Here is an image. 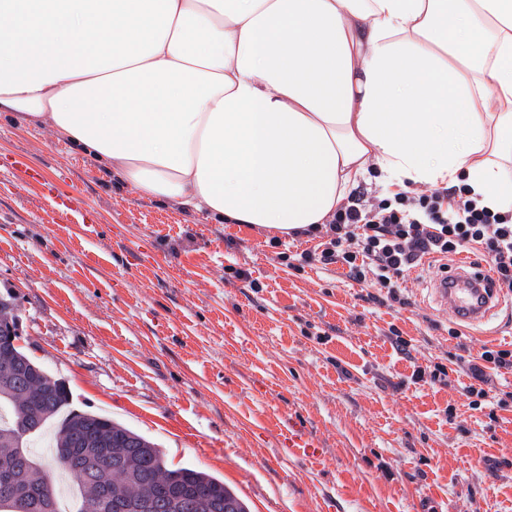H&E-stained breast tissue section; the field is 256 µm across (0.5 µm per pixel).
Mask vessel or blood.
Returning <instances> with one entry per match:
<instances>
[{
	"label": "vessel or blood",
	"instance_id": "b4317fda",
	"mask_svg": "<svg viewBox=\"0 0 512 512\" xmlns=\"http://www.w3.org/2000/svg\"><path fill=\"white\" fill-rule=\"evenodd\" d=\"M436 298L449 315L471 326L482 324L501 303V296L476 267L453 268L441 272L434 281ZM279 447L299 461L314 459L320 453L318 443L292 420L277 429Z\"/></svg>",
	"mask_w": 512,
	"mask_h": 512
}]
</instances>
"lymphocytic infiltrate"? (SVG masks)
Returning <instances> with one entry per match:
<instances>
[{"instance_id": "f902f5d3", "label": "lymphocytic infiltrate", "mask_w": 512, "mask_h": 512, "mask_svg": "<svg viewBox=\"0 0 512 512\" xmlns=\"http://www.w3.org/2000/svg\"><path fill=\"white\" fill-rule=\"evenodd\" d=\"M310 235L323 237V264H339L349 279L372 288L379 304L400 302L405 271L427 256L470 253L495 274L494 285L512 292V213H494L470 198L466 188L439 186L399 191L390 197L358 192L333 219ZM512 372V349L483 348L468 367L466 397L488 400L486 367Z\"/></svg>"}]
</instances>
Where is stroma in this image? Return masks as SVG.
Segmentation results:
<instances>
[{"mask_svg":"<svg viewBox=\"0 0 512 512\" xmlns=\"http://www.w3.org/2000/svg\"><path fill=\"white\" fill-rule=\"evenodd\" d=\"M17 160L98 217L92 233L56 223L40 184L0 175V297L75 408L223 479L251 512H512V400L474 409L459 392L466 359L512 348L507 308L452 338L439 262L408 272L407 305L367 302L339 266L289 267L319 238L138 197L54 129L1 115L0 166ZM437 363L444 381L413 380ZM285 417L318 461L278 447Z\"/></svg>","mask_w":512,"mask_h":512,"instance_id":"1","label":"stroma"}]
</instances>
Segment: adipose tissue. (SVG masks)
<instances>
[{
	"mask_svg": "<svg viewBox=\"0 0 512 512\" xmlns=\"http://www.w3.org/2000/svg\"><path fill=\"white\" fill-rule=\"evenodd\" d=\"M0 112L221 224L369 175L512 213V0H0Z\"/></svg>",
	"mask_w": 512,
	"mask_h": 512,
	"instance_id": "ef3b65f1",
	"label": "adipose tissue"
}]
</instances>
